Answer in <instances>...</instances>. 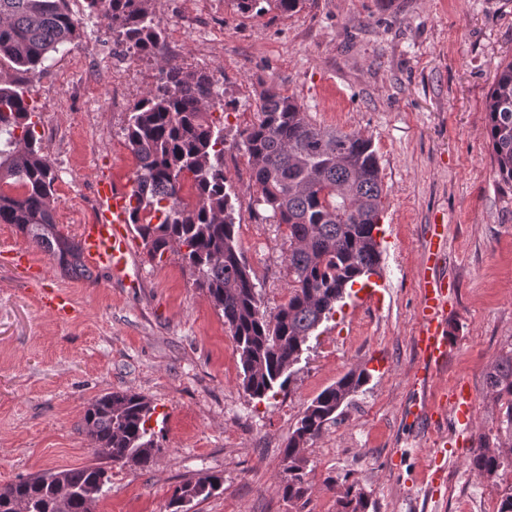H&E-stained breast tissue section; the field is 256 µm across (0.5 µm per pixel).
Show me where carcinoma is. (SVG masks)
Listing matches in <instances>:
<instances>
[{
  "label": "carcinoma",
  "mask_w": 512,
  "mask_h": 512,
  "mask_svg": "<svg viewBox=\"0 0 512 512\" xmlns=\"http://www.w3.org/2000/svg\"><path fill=\"white\" fill-rule=\"evenodd\" d=\"M237 12L261 15L299 12L306 0H233ZM90 13L106 21L116 40L144 55L163 46L165 30L149 13L148 0H86ZM80 21L68 0H0V224H10L44 251L61 274L91 278L80 244L56 224L55 172L44 151L38 122L22 76L41 68L51 53L79 37ZM218 82L207 73L186 74L170 66L162 82L132 108L126 128L138 160L131 188V224L150 258L171 251L181 256L195 282L224 316L236 344L242 385L260 402L286 390L291 374L283 364L300 358L312 333L362 277L377 273L380 250L374 231L380 221L384 184L371 138L313 123L297 100L270 86L262 91L256 119L239 133L237 149L250 164L249 187L256 204L272 211L288 230V301L269 314L236 234L232 185L224 175V135L212 119ZM485 129L496 174L512 184V61L498 66L487 95ZM197 195L181 199L184 182ZM352 370L322 390L306 407L284 449L286 476L279 492L288 501L309 491L304 450L336 409L366 383ZM488 391L505 408L501 432L512 451V352L485 374ZM151 402L131 391L93 399L84 413L94 455L112 464L146 469L161 452L150 420ZM469 465L479 477L494 478L512 461L483 435ZM110 482L100 463L45 471L0 488V512L17 500L29 512H91L86 489ZM224 485L221 475L177 486L168 512H188ZM337 512H368L363 489L349 486Z\"/></svg>",
  "instance_id": "obj_1"
}]
</instances>
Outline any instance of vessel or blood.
<instances>
[{
    "mask_svg": "<svg viewBox=\"0 0 512 512\" xmlns=\"http://www.w3.org/2000/svg\"><path fill=\"white\" fill-rule=\"evenodd\" d=\"M95 210L92 218L79 229V241L87 262L106 271L112 279L125 280L127 268L134 261V234L130 224L131 200L128 189L116 186L106 173H99L94 186ZM448 227L437 221L429 227L425 252L429 273L425 278L423 296L415 317L413 341L429 368L446 364L453 348L449 334V298L452 288L439 271L446 260ZM40 301L55 318L64 320L75 313L70 296L57 288L42 287ZM449 415L460 425H469L473 415L474 398L470 388L455 383L443 396ZM469 434L459 433L456 443H467ZM447 438H439L431 454L434 464L433 480H441L448 460Z\"/></svg>",
    "mask_w": 512,
    "mask_h": 512,
    "instance_id": "b4317fda",
    "label": "vessel or blood"
}]
</instances>
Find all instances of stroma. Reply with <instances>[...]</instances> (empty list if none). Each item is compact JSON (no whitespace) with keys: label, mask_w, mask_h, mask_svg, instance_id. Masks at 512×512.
Returning <instances> with one entry per match:
<instances>
[{"label":"stroma","mask_w":512,"mask_h":512,"mask_svg":"<svg viewBox=\"0 0 512 512\" xmlns=\"http://www.w3.org/2000/svg\"><path fill=\"white\" fill-rule=\"evenodd\" d=\"M178 0H149L165 30L153 56L116 42L105 21L82 17L80 36L28 74V95L55 174L56 222L78 236L94 210V180L106 170L121 185L132 170L124 128L165 65L205 72L223 85L224 172L236 192L238 243L267 312L288 300V231L261 218L250 170L234 148L273 86L295 97L323 127L371 137L387 195L378 236L381 260L354 285L306 344L288 391L265 402L242 388L236 344L220 311L177 253L138 249L136 282L61 275L50 257L0 224V487L40 471L91 464L83 429L95 397L133 390L156 408L162 446L152 467L111 468L93 512H167L174 488L209 474L224 486L190 512H336L348 485L363 488L374 512H456L447 484L477 490L471 512H496L512 491V467L487 479L468 468V449L447 465L443 489L430 483L429 450L448 432L441 410L411 421L408 404L457 380L476 398L472 435H499L503 411L485 373L512 351V187L499 182L485 130V102L497 67L512 61V0H308L292 15L237 12L232 0H204L205 21L188 24ZM95 58L132 88L112 110L111 84L80 83ZM448 226L454 347L447 364L415 382L412 342L428 226ZM25 251L44 285L67 292L75 314L60 321L12 268ZM368 382L304 452L311 491L284 500L283 450L297 420L324 388L351 370Z\"/></svg>","instance_id":"stroma-1"}]
</instances>
